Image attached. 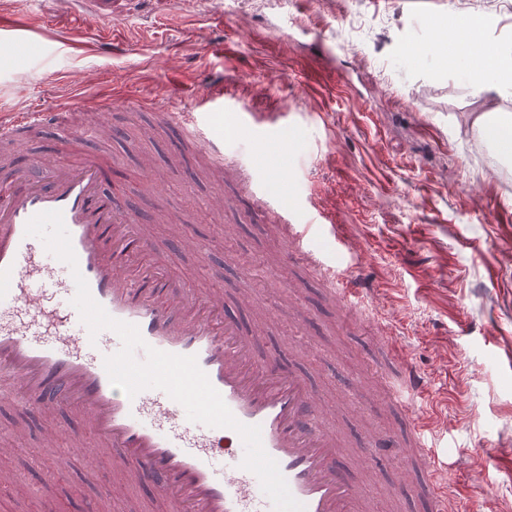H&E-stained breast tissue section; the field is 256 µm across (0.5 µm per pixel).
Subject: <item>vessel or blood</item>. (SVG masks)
Returning a JSON list of instances; mask_svg holds the SVG:
<instances>
[{
	"instance_id": "1",
	"label": "vessel or blood",
	"mask_w": 512,
	"mask_h": 512,
	"mask_svg": "<svg viewBox=\"0 0 512 512\" xmlns=\"http://www.w3.org/2000/svg\"><path fill=\"white\" fill-rule=\"evenodd\" d=\"M191 99L175 111L165 102L116 96L109 111L160 112L216 167L232 168L247 183L260 222L279 225L294 259L319 272L323 285L338 298L343 316L357 313L364 297L351 279L340 276L333 255L312 239L324 230L336 254L353 253L354 245L322 209L313 208V223H296L280 200L269 194L251 170L235 164L223 140L208 131V117L223 99V89ZM83 99H69L55 112L27 109L0 114V144L23 148L30 130L53 126L76 136V113L89 110ZM110 168L90 158L60 165L36 158L23 165L0 163V374L7 377L8 398L49 416L41 451L62 471V429L53 415L73 413L97 440L78 445L86 470L110 454L122 458L105 489L108 498L156 481L166 496L167 512H275L258 478L241 468L244 446L229 428L189 421L184 408L160 389L127 396L114 388L103 366L105 356L121 347L111 330L90 335L72 305L73 271H80L92 297L115 319L136 325L144 341L157 350L196 357L199 367L221 394L235 418L261 428L267 454L279 465L293 497L305 512H367L364 490L341 470L339 459L382 472V457L407 450L405 498L425 512H456L457 481L440 469L431 415L415 410L413 397L423 388L416 369L394 357L396 332L380 324L381 341L396 374L388 386L390 408L405 422L396 435L377 433L363 448L347 451L325 419L306 377L285 369L271 357L258 358L239 322L224 311L221 293L198 296L193 288L168 292L167 268L175 261L143 263L152 240L137 213L104 184ZM61 211L77 258L69 267L25 233L34 215Z\"/></svg>"
}]
</instances>
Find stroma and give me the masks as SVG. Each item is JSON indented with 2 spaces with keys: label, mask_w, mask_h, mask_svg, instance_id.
Listing matches in <instances>:
<instances>
[{
  "label": "stroma",
  "mask_w": 512,
  "mask_h": 512,
  "mask_svg": "<svg viewBox=\"0 0 512 512\" xmlns=\"http://www.w3.org/2000/svg\"><path fill=\"white\" fill-rule=\"evenodd\" d=\"M0 16L18 27L0 41V113L50 112L74 96L173 101L178 87L204 93L221 74L225 104L274 120L273 133L241 132L226 150L288 208L319 194L356 246L358 287L372 292L357 326L342 322L314 271L290 260L275 226L253 223L247 193L204 161L180 160L158 113L96 110L106 136L67 145L44 129L24 154L115 158L111 184L132 205L153 212L170 200L191 211L195 242L172 280L223 293L246 327L277 301L258 356L307 345L302 367L353 444L403 425L388 408L384 353L370 332L374 318L397 319L401 358L425 379L421 403L448 422L459 512H512V159L475 124L512 114V91L475 95L467 51L450 60L436 51L437 38H458L434 24L447 19L448 0H106L95 17L74 0H0ZM113 30L126 42L116 52L103 46ZM224 43L233 55L218 54ZM323 49L338 77L306 88ZM151 170L154 195L144 186ZM9 434L17 450L0 470L31 497L0 493V512H41L48 500L57 512H102L114 458L90 476L75 454L67 479L52 478L40 416L0 401V436Z\"/></svg>",
  "instance_id": "obj_1"
}]
</instances>
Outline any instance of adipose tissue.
<instances>
[{
    "mask_svg": "<svg viewBox=\"0 0 512 512\" xmlns=\"http://www.w3.org/2000/svg\"><path fill=\"white\" fill-rule=\"evenodd\" d=\"M464 35L470 40L468 79L472 90L487 96L499 92L494 77L512 70V39L496 37L495 22L489 18L467 25Z\"/></svg>",
    "mask_w": 512,
    "mask_h": 512,
    "instance_id": "adipose-tissue-1",
    "label": "adipose tissue"
}]
</instances>
